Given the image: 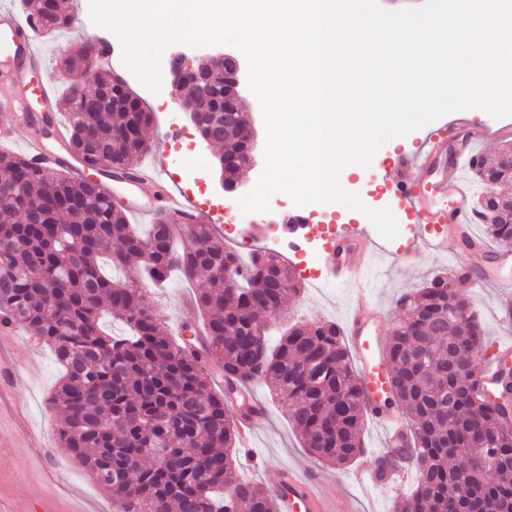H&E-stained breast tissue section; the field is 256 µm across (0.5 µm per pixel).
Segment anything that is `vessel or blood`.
<instances>
[{"mask_svg": "<svg viewBox=\"0 0 512 512\" xmlns=\"http://www.w3.org/2000/svg\"><path fill=\"white\" fill-rule=\"evenodd\" d=\"M46 57L40 50L34 32L9 8L0 9V66L8 70L14 84L30 87V96L19 97L14 114L30 121L35 109H53L56 91L47 82H33L35 72L44 70ZM457 124H445L429 131L412 150L401 153L389 168L388 183L398 194L409 223L415 233L417 250L437 251L451 232H458L459 241L473 253V260L461 271L462 277L475 278L485 284L498 283L499 269L512 266V252L481 247L467 227L464 209L465 190L460 168L472 156L473 145L484 130L467 124L466 138L457 135ZM52 143L35 140L27 145L26 155L36 165L65 168L81 175L83 164L67 151V137L61 121H54ZM174 177L164 168H156L148 158H141L133 167L132 192L121 200V207L131 214L154 212L156 188L164 190L165 210L185 222L200 221L203 213L188 193L173 191ZM385 243L373 240L359 226L337 230L323 245L327 266L349 270L348 284L352 303L345 319V338L352 351L361 382V401L368 416L388 429L381 449L393 464L385 474L368 473L367 482L396 483L411 467L407 440L400 425L399 411L392 405L389 371L386 364L382 334V313L359 276V256L363 251H386ZM512 358V342L498 344L494 358L482 364L480 387L494 393L498 386L502 363ZM278 512H336V502L327 496L320 481L312 473L282 470L273 486Z\"/></svg>", "mask_w": 512, "mask_h": 512, "instance_id": "1", "label": "vessel or blood"}]
</instances>
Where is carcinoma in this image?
I'll use <instances>...</instances> for the list:
<instances>
[{
  "label": "carcinoma",
  "mask_w": 512,
  "mask_h": 512,
  "mask_svg": "<svg viewBox=\"0 0 512 512\" xmlns=\"http://www.w3.org/2000/svg\"><path fill=\"white\" fill-rule=\"evenodd\" d=\"M36 31L53 35L71 27L63 0H20ZM96 64L95 46L63 61L66 68ZM231 77L212 68L209 118L224 146L217 156L233 181L249 165L248 124L241 112L224 119ZM62 111L70 153L91 168H130L148 150L152 113L124 84L98 77L96 88L65 87ZM512 141L495 159L470 163L480 192L466 205L501 248H512ZM178 219L162 213L141 229L103 183L79 182L42 169L24 156L0 154V313L51 347L64 368L49 405L61 413L58 431L90 477L112 495L113 512H277L273 492L238 479L232 451L236 425L225 397L213 393L206 366L216 362L229 387L269 381L304 446L324 463L344 467L360 456L363 406L359 377L343 333L328 320L295 324L270 348L260 315L298 292L289 270L273 255L247 261L224 246L213 225H186L176 244ZM135 272L116 279L103 261ZM177 274L195 282V307L205 318V340L169 335L143 285H162ZM400 319L386 343L394 402L408 415L411 451L423 462L415 490L393 512H512V375L503 373L499 402L480 391L488 344L481 322L456 277L434 276L398 301ZM126 323L115 338L103 315ZM463 342L479 351L455 364L448 347ZM478 419L483 430L448 440ZM487 448L494 468L470 480L473 452Z\"/></svg>",
  "instance_id": "carcinoma-1"
}]
</instances>
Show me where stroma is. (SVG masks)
Here are the masks:
<instances>
[{
  "label": "stroma",
  "mask_w": 512,
  "mask_h": 512,
  "mask_svg": "<svg viewBox=\"0 0 512 512\" xmlns=\"http://www.w3.org/2000/svg\"><path fill=\"white\" fill-rule=\"evenodd\" d=\"M107 42L111 57L101 60L99 69L123 78L129 88L152 112L149 146L153 154L178 179L180 186L206 211L237 208L240 195L256 184L263 167L255 165L240 172L238 190L224 192L217 187V148L202 145L194 126L183 110L170 98L167 89L147 90L123 63V44L112 32L85 20L83 25L61 31L50 37H39L38 43L48 58V67L40 78L61 84L59 57L61 53H80L89 38ZM397 156L391 144H384L374 155L370 167L356 173H345L341 182L346 191L359 194L369 207L390 208L399 233L389 240L388 254L377 256L365 269L364 276L385 311L384 330H391L399 319L398 299L423 286L436 274H455L467 263V256L455 244L442 251L411 254L410 240L414 228L385 179L388 167ZM270 206L281 215L301 214L306 223L297 231H283L279 240L269 237L262 215L238 216L236 223L219 224L215 233L225 246L242 256L261 251L277 255L295 276L300 290L287 296L283 319L271 328L272 336L295 323L330 320L343 323L350 293L341 272L324 263L322 236L328 225L367 224L363 213L347 207L329 210L322 204L296 206L290 197L275 195ZM462 290L472 303L487 334L489 347L512 339V323L495 319L491 307L496 294L482 283L462 281ZM149 303L156 305L169 333H176L180 321L192 313L193 290L182 279L171 278L160 288L147 287ZM62 367L53 351L27 333L0 335V427L10 430L11 441L6 450L9 468L0 472V495L15 505H23L33 492L50 498L56 512H69L73 499H80L86 512H112L109 492L99 487L59 444L60 415L48 405ZM256 399L264 406L255 417L256 434L252 450L237 448L236 467L239 479L272 488L279 470L298 466L315 470L325 489L337 500H351L354 512H391L394 499L410 493L416 474L409 473L392 487L362 484L357 476L373 470L375 451L382 430L372 421H365L361 433L366 452L346 467H332L314 457L304 447L299 433L291 426L274 391L265 383L252 386Z\"/></svg>",
  "instance_id": "35a3bbf8"
}]
</instances>
